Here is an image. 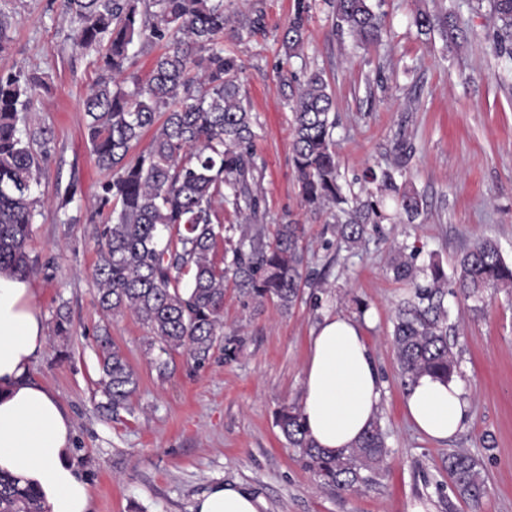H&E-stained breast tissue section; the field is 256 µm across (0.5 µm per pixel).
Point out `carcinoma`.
<instances>
[{
    "instance_id": "carcinoma-1",
    "label": "carcinoma",
    "mask_w": 512,
    "mask_h": 512,
    "mask_svg": "<svg viewBox=\"0 0 512 512\" xmlns=\"http://www.w3.org/2000/svg\"><path fill=\"white\" fill-rule=\"evenodd\" d=\"M336 28L362 46L378 44L383 15L371 0H331ZM75 22L73 47L95 54L98 73L83 101L87 141L95 165L110 173L96 190L102 229L93 278L95 299L106 316L130 314L145 326L160 352L185 351L205 363L224 336V283L240 293L288 311L309 284L302 246L303 225L284 219L267 233L252 224L260 198L254 186L261 173L255 160L256 119L241 95V60L224 53V32L237 37L264 26L260 9L240 20L224 0H62ZM495 56L512 66V0H492ZM308 5H297L283 36L288 58L302 53ZM421 35L440 29L448 39V17L425 10L413 17ZM13 16L0 10V53L10 47ZM164 44L145 82L130 74L134 41ZM133 87H128L127 82ZM292 112L291 146L301 207L313 218L328 214L341 241L360 243L370 224L396 214L412 221L423 211L420 196L398 183L397 166L365 173L368 186L348 196L340 182L333 132L334 98L320 72L302 83L278 76ZM34 72H0V269L24 277L34 270L27 251L38 214L32 186L38 182L53 143L52 131L27 124L37 91ZM153 131L146 150L130 156L144 133ZM231 256L223 266L218 246ZM395 280L414 288L398 309L393 344L403 386L429 374L451 381L457 363L448 346V273L439 263L417 282L413 254L399 253L391 265ZM454 280L459 294L477 303L484 293L512 289V267L491 239L481 240L458 258ZM100 407L118 414L138 388V376L123 351L100 337ZM277 424L314 472L319 485L357 491L374 482L386 458V437L378 422L355 446L338 451L317 447L307 436L302 408L284 406ZM448 477L457 497L479 506L484 479L469 453L448 454ZM0 512H44L29 486L0 474Z\"/></svg>"
}]
</instances>
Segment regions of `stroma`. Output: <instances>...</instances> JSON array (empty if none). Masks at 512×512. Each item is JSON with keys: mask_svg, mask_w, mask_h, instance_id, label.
<instances>
[{"mask_svg": "<svg viewBox=\"0 0 512 512\" xmlns=\"http://www.w3.org/2000/svg\"><path fill=\"white\" fill-rule=\"evenodd\" d=\"M308 2L300 57L285 59L280 48L297 0H224L227 10L243 15L260 6L266 19L253 36L225 35L224 48L244 65L242 92L259 124L258 218L272 225L290 213L300 220L314 283L287 312L228 287L224 338L209 361L198 367L176 353L161 375L146 328L129 315L104 317L95 304L94 194L102 174L82 112L97 76L93 56L74 51L61 0H0V9L14 16L0 71L43 78L48 89L28 118L54 136L34 188L41 213L29 241L36 262L30 280L47 333L29 376L71 417L72 461L90 487L92 512H190L195 497L217 481L249 485L265 498L267 512H512V292L488 294L477 310L456 288L448 290V341L471 401L469 420L448 441L426 438L408 420L392 341L397 310L413 293L390 270L401 246L416 248V266L437 262L449 271L488 238L512 265V74L502 75L492 53L488 9L477 0H380L382 42L365 49L337 33L327 0ZM420 9L447 14L455 39L418 34L412 21ZM284 67L301 80L321 72L334 95L345 193H359L366 169L394 161L396 146L405 145L403 178L422 199L419 219L369 225L349 248L328 217L304 214L292 114L278 86ZM70 184L75 200L58 211L57 193ZM62 305L72 324L66 337L53 331ZM329 314L359 322L383 382L377 418L388 455L374 484L357 493L320 488L276 424L282 406L302 402L310 339ZM100 327L139 381L130 410L114 418L98 406ZM459 449L480 463L485 493L476 507L456 496L448 477V454Z\"/></svg>", "mask_w": 512, "mask_h": 512, "instance_id": "1", "label": "stroma"}]
</instances>
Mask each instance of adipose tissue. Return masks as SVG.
Listing matches in <instances>:
<instances>
[{
	"mask_svg": "<svg viewBox=\"0 0 512 512\" xmlns=\"http://www.w3.org/2000/svg\"><path fill=\"white\" fill-rule=\"evenodd\" d=\"M46 342L27 277L0 271V472L39 489L46 512H91L88 484L70 462L73 427L54 394L28 376ZM302 411L307 434L325 450L353 447L375 420L382 381L360 324L328 315L315 328L304 368ZM409 420L446 440L467 422L471 403L459 383L420 376L406 391ZM248 485L216 482L191 512H266Z\"/></svg>",
	"mask_w": 512,
	"mask_h": 512,
	"instance_id": "1",
	"label": "adipose tissue"
}]
</instances>
